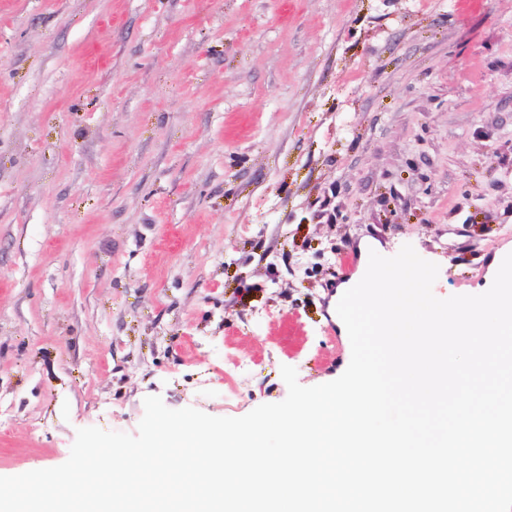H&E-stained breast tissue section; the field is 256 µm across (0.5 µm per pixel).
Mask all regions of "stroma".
<instances>
[{"label":"stroma","mask_w":512,"mask_h":512,"mask_svg":"<svg viewBox=\"0 0 512 512\" xmlns=\"http://www.w3.org/2000/svg\"><path fill=\"white\" fill-rule=\"evenodd\" d=\"M371 241L492 285L512 0H0V476L337 379Z\"/></svg>","instance_id":"1"}]
</instances>
